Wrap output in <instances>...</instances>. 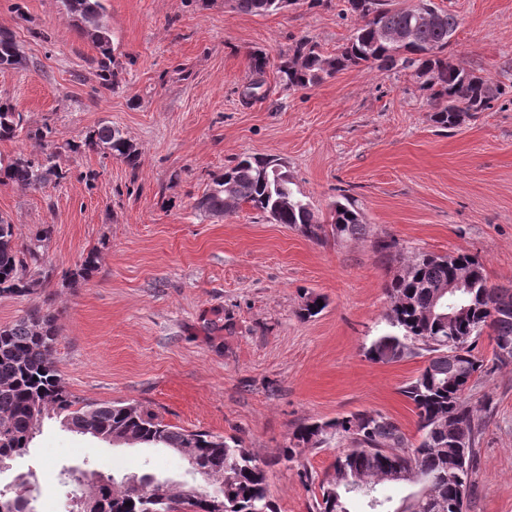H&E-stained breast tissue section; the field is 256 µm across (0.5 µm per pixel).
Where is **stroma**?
Returning a JSON list of instances; mask_svg holds the SVG:
<instances>
[{
    "mask_svg": "<svg viewBox=\"0 0 512 512\" xmlns=\"http://www.w3.org/2000/svg\"><path fill=\"white\" fill-rule=\"evenodd\" d=\"M457 14L452 48L495 80L512 81V0H435ZM114 90L100 57L61 0H0V27L22 61L0 67V99L49 126L66 177L39 191L0 184V215L18 243L53 227L42 288L0 296V326L37 310L55 317V361L66 388L93 402H130L164 422L242 442L262 462L278 512H310L313 490L282 457L295 426L363 410L392 417L417 441L401 393L424 357L382 364L365 349L385 327L384 290L396 272L376 237L408 251L479 256L490 284L512 285V102L499 101L455 132L437 130L416 78L360 66L298 90L277 68L299 37L335 53L356 24L343 0H299L241 14L233 0H104ZM269 59L256 100L241 91L249 58ZM142 152L138 172L75 151L99 124ZM278 159L296 190L329 219L348 189L367 222L357 240L316 243L242 206L234 216L195 210L214 176L241 155ZM97 271L71 283L83 254ZM325 297L300 315L305 296ZM469 398L483 433L466 512H512V363L493 356ZM104 476L152 473L201 484L167 448L112 445L44 420L28 455L0 470V488L34 472L41 512H69L65 468Z\"/></svg>",
    "mask_w": 512,
    "mask_h": 512,
    "instance_id": "1",
    "label": "stroma"
}]
</instances>
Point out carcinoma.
I'll list each match as a JSON object with an SVG mask.
<instances>
[{
  "mask_svg": "<svg viewBox=\"0 0 512 512\" xmlns=\"http://www.w3.org/2000/svg\"><path fill=\"white\" fill-rule=\"evenodd\" d=\"M346 11L357 17L348 41L326 55L318 43L302 36L295 40L278 67L280 82L288 90L321 83L341 71L370 66L397 74L410 71L420 80L434 105L430 120L442 130H452L512 97V83L482 76L449 51L460 22L456 14L433 0H417L396 7L394 0H345ZM77 22L79 32L101 53L98 61L102 87L113 88L119 73L112 68L111 37L104 21L103 0H62ZM238 13L264 15L278 11L277 0H234ZM409 33L404 42L397 36ZM20 63L13 33L0 29V66ZM268 58L250 56L255 76L249 86L261 88ZM25 136L42 141L47 132L31 128L23 113L7 100L0 101V142ZM74 152L92 151L123 162L132 171L141 167L142 153L123 132L102 124L89 131ZM56 153L41 157L18 155L0 163V182L22 189L40 190L66 173L55 162ZM277 162L258 156L231 161L213 178L214 187L197 202L204 213L228 216L243 204L277 224H288L312 241L327 236L358 238L366 233L363 213L347 194H341L331 211V223H322L305 196L289 179L259 178L260 166ZM52 234L44 225L34 241L16 242L14 225L0 216V296H28L42 286L30 274V265L42 259L40 249ZM375 253L401 268L386 284L389 306L384 314L387 329L376 336L366 354L377 363H394L427 355L424 368L403 393L414 407L420 439L409 443L399 424L376 410L353 413L324 422L298 424L283 458L296 465L301 481L318 486L312 512H465L476 455L482 433L468 392L475 378L485 372L478 356V342L492 331L494 359L512 362V288L489 284L483 262L475 255L455 252L435 255L406 254L394 238L378 237ZM98 267L92 249L82 256L70 278L87 279ZM464 280L470 287L454 294V306L441 295L448 284ZM58 339L55 318L34 311L0 327V470L12 457L27 453L36 428L49 416L77 433L91 425L92 436L106 442L123 441L180 451L191 449L190 463L198 473L224 475V487L215 491L178 493L149 475L133 483L101 475L75 478L83 488L74 512H277L270 499L266 471L260 461L234 438L208 431H189L167 424L155 413L128 402L85 401L64 386L55 365ZM347 442L346 449L319 476L299 462L303 450L331 448ZM397 485L406 494L399 503L382 494ZM14 490H0V512H37L40 489L29 474H18ZM132 505H126V502ZM224 508H219L218 504Z\"/></svg>",
  "mask_w": 512,
  "mask_h": 512,
  "instance_id": "obj_1",
  "label": "carcinoma"
}]
</instances>
